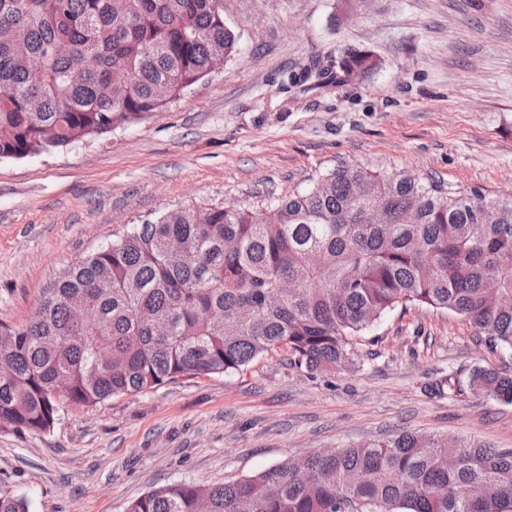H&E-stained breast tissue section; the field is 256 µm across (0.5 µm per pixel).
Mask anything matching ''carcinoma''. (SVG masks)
Here are the masks:
<instances>
[{"label":"carcinoma","mask_w":512,"mask_h":512,"mask_svg":"<svg viewBox=\"0 0 512 512\" xmlns=\"http://www.w3.org/2000/svg\"><path fill=\"white\" fill-rule=\"evenodd\" d=\"M235 48L221 0H0V159L161 112ZM375 65L345 56L335 72ZM408 304L512 349V194L341 165L265 210L168 212L65 268L25 324H0V431L45 432L64 400L95 406L281 347L301 368L344 370L349 337ZM429 391L511 404L512 373L477 366ZM307 471L290 459L237 483H174L127 510L512 512V449L406 431L311 453ZM0 512L29 509L0 488Z\"/></svg>","instance_id":"obj_1"}]
</instances>
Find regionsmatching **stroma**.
<instances>
[{
  "instance_id": "obj_1",
  "label": "stroma",
  "mask_w": 512,
  "mask_h": 512,
  "mask_svg": "<svg viewBox=\"0 0 512 512\" xmlns=\"http://www.w3.org/2000/svg\"><path fill=\"white\" fill-rule=\"evenodd\" d=\"M223 67L163 112L23 159H0V324L24 323L66 266L113 233L189 205L264 207L340 164L512 193V0H223ZM366 52L340 83L313 65ZM347 371L287 350L0 431V485L30 512H126L178 482L235 483L324 448L404 431L512 448V405L431 395L512 352L454 314L398 307L352 337Z\"/></svg>"
}]
</instances>
